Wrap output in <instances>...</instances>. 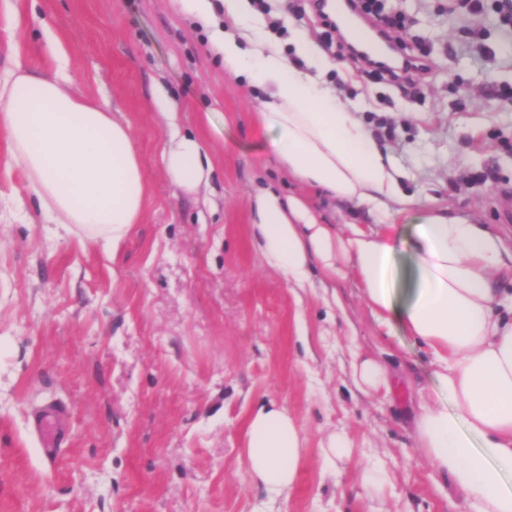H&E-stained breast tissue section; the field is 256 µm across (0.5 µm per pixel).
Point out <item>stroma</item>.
I'll return each mask as SVG.
<instances>
[{"label": "stroma", "instance_id": "obj_1", "mask_svg": "<svg viewBox=\"0 0 512 512\" xmlns=\"http://www.w3.org/2000/svg\"><path fill=\"white\" fill-rule=\"evenodd\" d=\"M450 3L383 0L404 20L386 30L398 52L426 56L410 83L327 45L317 0H265L256 16L285 54L300 29L333 62L318 80L358 112L406 192L512 241V24L496 0L473 24ZM53 38L74 91L130 123L148 189L118 250L84 249L33 220L0 132V197L25 210L0 220V512H469L415 447L418 392L432 385L411 338L377 325L352 273L295 288L255 245L260 188L300 199L320 224L374 221L288 175L256 120L261 87L224 69L177 0H0L1 70L52 71ZM160 92L212 158L196 192L164 171ZM358 356L399 377L390 394L356 387ZM261 401L286 408L305 440L275 499L242 458ZM52 403L66 413L49 461L32 416ZM341 433L352 448L338 459L327 441Z\"/></svg>", "mask_w": 512, "mask_h": 512}]
</instances>
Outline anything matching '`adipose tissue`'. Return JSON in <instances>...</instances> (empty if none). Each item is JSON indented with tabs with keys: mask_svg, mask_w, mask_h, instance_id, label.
<instances>
[{
	"mask_svg": "<svg viewBox=\"0 0 512 512\" xmlns=\"http://www.w3.org/2000/svg\"><path fill=\"white\" fill-rule=\"evenodd\" d=\"M180 2L209 29L211 51L225 69L264 89L261 122L276 132L290 175L338 200L410 216L405 228L387 220L337 231L272 190L250 201L256 245L289 284L306 287L315 268L330 280L352 271L375 320L413 339L435 384L434 395L417 402V448L473 512H512V245L489 225L403 192L370 130L296 67L298 57L320 70L330 66L306 35L294 34L290 58L254 25L248 0H223L220 25L212 0ZM66 64L59 51L49 74L20 65L1 72L0 128L43 223L81 246L114 249L143 216L147 175L130 124L107 99L78 96ZM155 107L170 131L161 150L169 178L189 191L208 184L207 150L181 132L172 101L159 97ZM303 455L288 411L257 404L243 457L269 497L292 487Z\"/></svg>",
	"mask_w": 512,
	"mask_h": 512,
	"instance_id": "obj_1",
	"label": "adipose tissue"
}]
</instances>
